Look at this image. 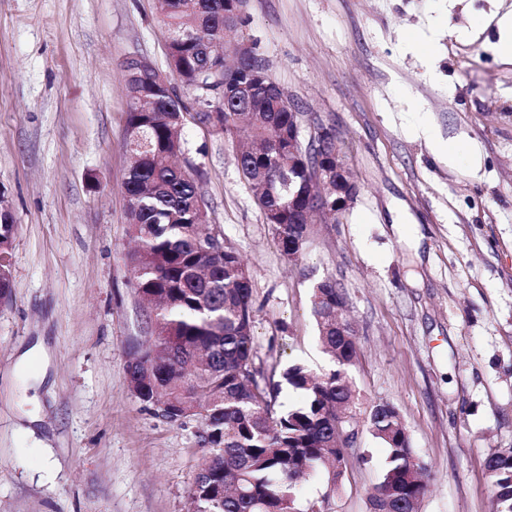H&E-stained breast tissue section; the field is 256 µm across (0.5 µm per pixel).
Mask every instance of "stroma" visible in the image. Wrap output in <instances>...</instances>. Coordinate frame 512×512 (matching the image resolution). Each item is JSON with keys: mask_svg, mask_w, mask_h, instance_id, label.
I'll use <instances>...</instances> for the list:
<instances>
[{"mask_svg": "<svg viewBox=\"0 0 512 512\" xmlns=\"http://www.w3.org/2000/svg\"><path fill=\"white\" fill-rule=\"evenodd\" d=\"M512 0H248L243 36L303 114L333 127L360 185L317 218L298 260L277 246L235 160L183 132L210 228L249 266L253 369L275 409L288 364L332 366L314 285L331 276L356 333L357 437L317 512H369L387 450L373 405L399 412L429 477L419 512H496L486 460L512 448V63L492 49ZM159 0H0V192L16 232L0 305V512H189L202 451L131 392L154 322L133 285L120 69L166 70ZM433 139H426L422 126ZM44 342L45 383L24 391Z\"/></svg>", "mask_w": 512, "mask_h": 512, "instance_id": "stroma-1", "label": "stroma"}]
</instances>
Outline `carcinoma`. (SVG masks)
<instances>
[{"mask_svg":"<svg viewBox=\"0 0 512 512\" xmlns=\"http://www.w3.org/2000/svg\"><path fill=\"white\" fill-rule=\"evenodd\" d=\"M169 36L167 66L195 96L193 114L176 90L150 82H126L128 168L123 183L128 230L138 248L132 258L137 292L154 302L153 343L139 354V400L172 422L199 423L195 432L203 456L194 476L192 512H313L298 503L297 487L317 468L327 467V484L343 475V449L336 443V418L354 405L349 369L355 343L336 336V288L326 278L313 289L312 311L319 340L333 367L319 378L301 363L282 373L302 396L300 405L276 411L255 380L252 272L223 238L206 231L207 205L190 166L176 162L184 152L188 119L226 135L245 134L255 147L237 158L258 207L274 222L280 250L309 233L299 216H288V195L301 210L308 171L336 151V132L310 147L308 169L288 175V123L296 116L275 97L256 93L248 101L216 99L212 89L245 76L256 60L236 70L208 50L224 39L238 17L230 0H161ZM16 227L0 223V284L12 282ZM372 435L387 448L379 482L369 494L370 512H418L427 482L415 461L395 407L368 416ZM500 512H512V448L490 455Z\"/></svg>","mask_w":512,"mask_h":512,"instance_id":"1","label":"carcinoma"}]
</instances>
